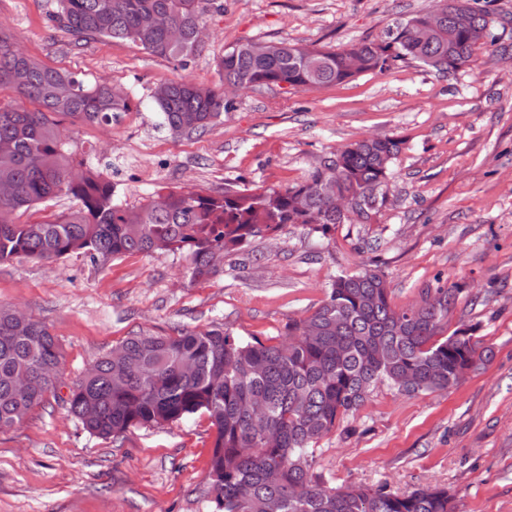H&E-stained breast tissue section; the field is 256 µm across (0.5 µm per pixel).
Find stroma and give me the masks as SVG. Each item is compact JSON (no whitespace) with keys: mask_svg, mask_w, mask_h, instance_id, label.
I'll list each match as a JSON object with an SVG mask.
<instances>
[{"mask_svg":"<svg viewBox=\"0 0 512 512\" xmlns=\"http://www.w3.org/2000/svg\"><path fill=\"white\" fill-rule=\"evenodd\" d=\"M222 3L207 17L202 54L183 69L123 40L75 44L50 20L55 0H0V31L48 66L130 95L132 109L110 128L63 122L124 203L163 186L208 195L228 182L285 188L344 144L387 134L405 145L385 204L369 224L325 234L289 224L254 238L198 281L172 253L0 262V303L45 322L61 355L56 394L22 426L0 430V512H216L206 415L95 437L66 410L70 385L140 333L227 328L246 340L282 339L336 274L366 267L384 273L399 308L437 278L459 284L449 325H477L493 355L442 392L377 388L320 441L317 471L335 486L444 487L455 512H512V0H477L495 24L455 73L410 61L318 89L254 86L233 95L205 133L172 138L158 126L151 90L177 77L217 86L225 48L280 40L339 48L376 39L436 0Z\"/></svg>","mask_w":512,"mask_h":512,"instance_id":"obj_1","label":"stroma"}]
</instances>
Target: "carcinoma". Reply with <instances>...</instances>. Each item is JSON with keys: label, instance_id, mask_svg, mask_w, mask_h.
Wrapping results in <instances>:
<instances>
[{"label": "carcinoma", "instance_id": "cac0c4a2", "mask_svg": "<svg viewBox=\"0 0 512 512\" xmlns=\"http://www.w3.org/2000/svg\"><path fill=\"white\" fill-rule=\"evenodd\" d=\"M429 38L412 35L435 10L402 18L376 40L339 49L282 40L257 53L252 43L224 50L223 85L184 78L150 95L174 138L201 134L231 104L224 89L255 85L311 89L383 72L413 60L438 73L466 66L493 24L470 0H438ZM215 0H57L52 20L80 42L120 39L186 67L204 49L208 9ZM359 68L350 69L351 58ZM34 109L0 105V262L89 260L136 253H184L193 280L209 277L216 260L248 239L287 224L327 234L351 220L370 224L378 189L404 142L393 136L358 139L330 153L302 182L285 189L227 184L218 196L162 187L166 200L118 202L87 152L60 128L68 117L98 125L131 109L128 94L105 81L87 83L49 67L0 32V93ZM339 165L336 190L354 203L353 217L336 212L323 191L326 170ZM65 196L76 207L54 218L19 223L16 215ZM460 288L437 285L420 301L397 308L376 268L337 276L308 316L288 324L283 340L244 341L229 329L130 336L95 361L69 387L68 412L90 434L118 440L132 427H155L198 413L214 429L207 480L217 512H454L444 488L395 493L331 486L315 471L317 444L373 390L387 385L417 395L457 385L492 356L476 329L467 339L448 331ZM60 351L49 326L0 305V430L21 426L59 386Z\"/></svg>", "mask_w": 512, "mask_h": 512}]
</instances>
